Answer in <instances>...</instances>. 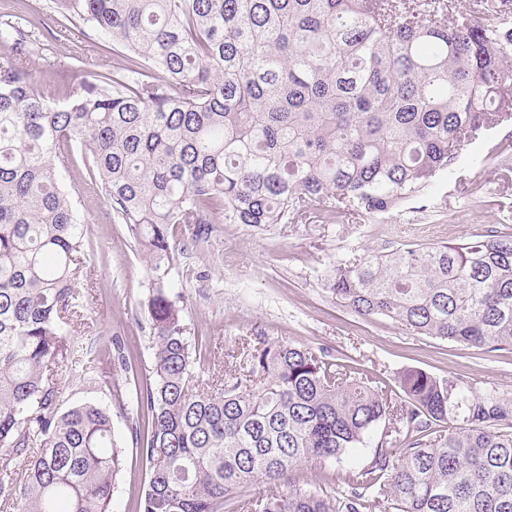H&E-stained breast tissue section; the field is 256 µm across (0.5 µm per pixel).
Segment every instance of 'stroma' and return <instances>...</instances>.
<instances>
[{
  "label": "stroma",
  "mask_w": 512,
  "mask_h": 512,
  "mask_svg": "<svg viewBox=\"0 0 512 512\" xmlns=\"http://www.w3.org/2000/svg\"><path fill=\"white\" fill-rule=\"evenodd\" d=\"M3 14L36 20L32 35L40 50L29 67L47 98L56 99L60 67L69 54L82 55L85 71H98L105 37L82 23L61 29L52 0H0ZM77 208L93 243L87 263L92 325L80 328L78 336L89 345L122 336L138 359L141 378H148L153 349L142 307L150 287L146 257L126 225L112 223L104 198L92 185H84ZM491 225L512 232V121L481 133L449 173L390 211L355 222L313 218L266 227L210 225L206 238L181 239L166 281L179 296L198 345L201 379L231 372L237 357L261 336L356 367L395 399L402 395L399 373L411 368L454 381L473 396L495 393L512 399V350L489 351L410 334L388 318L357 315L328 287L337 261L351 251L458 243ZM113 426L126 458L112 512H134L147 485L145 466L124 419L114 417ZM379 440L372 435L366 446L336 460H309L296 479L308 489L343 488L345 478L369 465Z\"/></svg>",
  "instance_id": "1"
}]
</instances>
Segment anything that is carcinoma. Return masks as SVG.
<instances>
[{"label":"carcinoma","mask_w":512,"mask_h":512,"mask_svg":"<svg viewBox=\"0 0 512 512\" xmlns=\"http://www.w3.org/2000/svg\"><path fill=\"white\" fill-rule=\"evenodd\" d=\"M112 41L64 100L28 68L33 43L0 23V501L18 512H112L124 448L112 413L61 410L58 371L82 359L141 449L139 512H512V402L469 395L423 370L393 404L358 369L259 340L210 382L165 288L172 240L207 225L297 224L318 211L386 212L450 171L484 130L512 120V9L480 0H53ZM78 143L87 178L149 259L152 375L84 321L91 243L61 170ZM331 292L418 336L512 347V233L420 244L334 269ZM462 415V424L453 425ZM383 427V447L337 497L300 487L310 459H336ZM26 460L17 470L12 460ZM257 482L287 494L249 495Z\"/></svg>","instance_id":"1"}]
</instances>
